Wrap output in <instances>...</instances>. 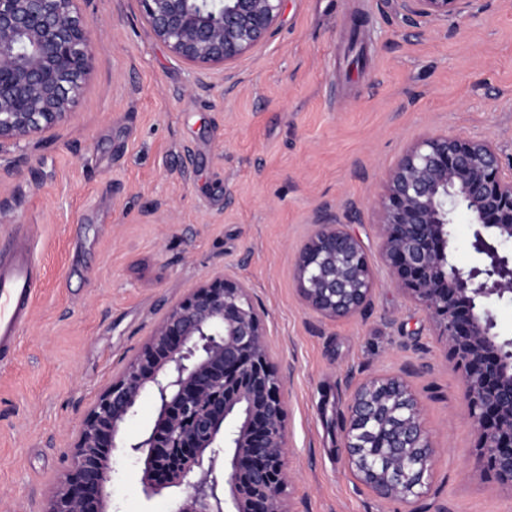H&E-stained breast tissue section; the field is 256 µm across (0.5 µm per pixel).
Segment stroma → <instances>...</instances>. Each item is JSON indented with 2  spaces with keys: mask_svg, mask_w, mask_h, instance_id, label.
I'll list each match as a JSON object with an SVG mask.
<instances>
[{
  "mask_svg": "<svg viewBox=\"0 0 512 512\" xmlns=\"http://www.w3.org/2000/svg\"><path fill=\"white\" fill-rule=\"evenodd\" d=\"M97 36L71 114L39 142L0 144V246L36 243L39 286L0 360V506L44 512L96 398L169 309L227 273L251 288L288 406L292 512H512V488L471 456L477 433L424 306L382 256L388 172L432 135L487 140L512 159V0L462 19L407 22L399 0H284L277 27L224 68L200 69L154 35L138 0H80ZM361 242L365 306L310 310L296 260L317 217ZM399 376L435 449L407 503L349 470L348 406ZM141 465L112 457V512H170Z\"/></svg>",
  "mask_w": 512,
  "mask_h": 512,
  "instance_id": "1",
  "label": "stroma"
}]
</instances>
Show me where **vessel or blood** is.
Segmentation results:
<instances>
[{"instance_id":"vessel-or-blood-1","label":"vessel or blood","mask_w":512,"mask_h":512,"mask_svg":"<svg viewBox=\"0 0 512 512\" xmlns=\"http://www.w3.org/2000/svg\"><path fill=\"white\" fill-rule=\"evenodd\" d=\"M35 287L34 261L27 248H15L0 258V358L7 356L18 335Z\"/></svg>"}]
</instances>
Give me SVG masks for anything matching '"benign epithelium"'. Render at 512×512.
<instances>
[{"label": "benign epithelium", "mask_w": 512, "mask_h": 512, "mask_svg": "<svg viewBox=\"0 0 512 512\" xmlns=\"http://www.w3.org/2000/svg\"><path fill=\"white\" fill-rule=\"evenodd\" d=\"M79 0H0V143L31 142L63 121L89 78L97 38ZM472 0H402L406 20L463 18ZM155 37L201 68L224 67L277 26L283 0H139ZM393 282L419 301L461 378L482 470L512 487V340L489 301L512 299V174L490 142L421 139L390 171L379 201ZM457 211L473 226V265L449 262ZM307 306L345 317L373 281L359 241L320 218L297 262ZM154 425L117 443L141 397ZM286 399L262 319L240 280L216 276L173 306L122 374L98 397L70 449L64 482L46 512H110L112 453L142 465L145 490L176 494L173 512H287ZM346 461L387 498L416 500L434 449L420 404L399 377L360 385L349 405Z\"/></svg>", "instance_id": "7a95c632"}]
</instances>
